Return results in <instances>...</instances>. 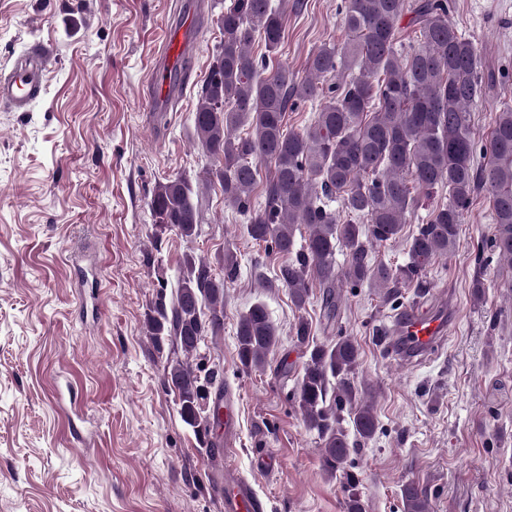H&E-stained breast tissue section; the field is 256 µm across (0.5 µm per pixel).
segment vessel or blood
<instances>
[{
    "label": "vessel or blood",
    "instance_id": "1",
    "mask_svg": "<svg viewBox=\"0 0 512 512\" xmlns=\"http://www.w3.org/2000/svg\"><path fill=\"white\" fill-rule=\"evenodd\" d=\"M48 55L40 44H32L24 62L14 65L10 73L0 80V103L16 111L27 110L39 97ZM449 322L445 318L407 311L400 319L401 338L407 351L420 353L431 348L447 335ZM216 489L224 498V512H264L263 502L256 496L249 482L235 471L225 470L223 482Z\"/></svg>",
    "mask_w": 512,
    "mask_h": 512
}]
</instances>
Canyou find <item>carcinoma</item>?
Wrapping results in <instances>:
<instances>
[{"mask_svg":"<svg viewBox=\"0 0 512 512\" xmlns=\"http://www.w3.org/2000/svg\"><path fill=\"white\" fill-rule=\"evenodd\" d=\"M451 0H342L339 22L347 33L340 48L323 44L295 80L272 66L284 38L283 12L272 0H231L218 17V45L194 113V131L217 172L224 203L246 217V233L286 257L267 288H286L295 306L322 288L326 317H336V281L370 282L393 298L414 286L426 291V270L457 243L464 215L482 193L491 208L490 248L512 265V105L496 113L486 141L478 143L470 112L482 96L477 48L452 21ZM411 14L417 45L397 36L398 22ZM264 45L257 55L255 42ZM319 100L314 122L301 132L285 131L286 112L300 101ZM248 123L252 131L237 134ZM273 169L264 203L255 205L257 164ZM444 200L428 210L408 240L407 263L371 265L375 243L401 237L422 198ZM340 201L345 217L331 203ZM149 207L154 226L186 240L197 234L199 213L185 179L156 185ZM308 229L296 247L295 231ZM347 253L336 273V246ZM224 326V279L187 254L171 300L160 293L147 319L155 346L165 342L184 358L167 363L165 384L177 396L183 421L206 438L210 417L202 401L223 396L219 373L194 361L201 342ZM279 334L266 305L256 301L239 318L237 358L242 367L261 366ZM359 348L348 338L314 345L298 383L296 400L309 429L321 441L323 471L340 476L347 512H365L358 478L350 469L356 443L340 426L353 413L357 439L378 428L367 388L353 380ZM405 512H429L426 489L402 486Z\"/></svg>","mask_w":512,"mask_h":512,"instance_id":"carcinoma-1","label":"carcinoma"}]
</instances>
